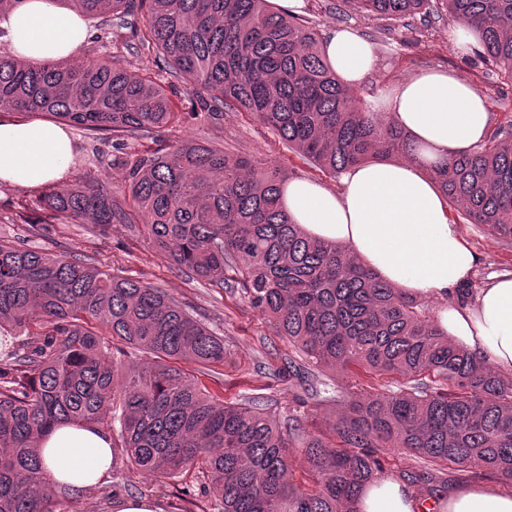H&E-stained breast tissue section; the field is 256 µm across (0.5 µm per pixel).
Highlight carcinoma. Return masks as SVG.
Instances as JSON below:
<instances>
[{
    "instance_id": "cac0c4a2",
    "label": "carcinoma",
    "mask_w": 512,
    "mask_h": 512,
    "mask_svg": "<svg viewBox=\"0 0 512 512\" xmlns=\"http://www.w3.org/2000/svg\"><path fill=\"white\" fill-rule=\"evenodd\" d=\"M82 17L112 18L139 50L163 58L193 107L213 120L249 113L288 150L337 177L399 154L406 135L349 93L317 29L269 0H62ZM388 19L427 14L433 0H348ZM474 29L481 57L512 76V0H438ZM31 113L92 137L148 136L194 116L118 56L33 66L0 53V118ZM125 167L131 205L92 181L40 199L22 224H143L157 253L216 288L239 290L295 348L273 376L302 390L316 371L370 377L325 432L304 435L248 397L228 404L182 363L224 364V338L164 289L0 240V512H61L86 488L55 483L40 443L63 424L114 430L112 470L189 471L217 512H358L362 488L397 455L424 462L412 481L441 476L512 481V380L454 347L408 296L334 242L307 234L284 209L288 175L266 158L185 137ZM469 221L512 244V120L490 140L426 168ZM148 365L117 385L125 349ZM301 470L305 481L296 479Z\"/></svg>"
}]
</instances>
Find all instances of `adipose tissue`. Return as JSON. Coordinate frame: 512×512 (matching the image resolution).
Returning a JSON list of instances; mask_svg holds the SVG:
<instances>
[{
    "instance_id": "adipose-tissue-1",
    "label": "adipose tissue",
    "mask_w": 512,
    "mask_h": 512,
    "mask_svg": "<svg viewBox=\"0 0 512 512\" xmlns=\"http://www.w3.org/2000/svg\"><path fill=\"white\" fill-rule=\"evenodd\" d=\"M0 35L29 63L73 58L87 39L85 21L54 0H19L0 13ZM326 56L350 90L373 72L371 43L349 28L329 29ZM379 102L406 132L417 159L349 168L333 191L311 179L290 180L283 204L315 237L341 244L381 279L414 298H436L435 320L449 341L493 369L512 375V272L497 275L465 302L448 301L472 277L480 258L469 246L424 163L443 164L480 144L489 129L486 99L460 77L422 71L384 90ZM75 143L67 127L43 122L0 125V181L31 188L63 180ZM53 481L90 487L112 469L110 440L95 428L58 427L42 444ZM440 512H512V495L490 485L460 487ZM360 512H417L415 493L389 475L366 485Z\"/></svg>"
}]
</instances>
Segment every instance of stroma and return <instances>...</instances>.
<instances>
[{
	"mask_svg": "<svg viewBox=\"0 0 512 512\" xmlns=\"http://www.w3.org/2000/svg\"><path fill=\"white\" fill-rule=\"evenodd\" d=\"M302 18L323 32L332 27L354 29L374 46L378 63L367 84L356 89L358 97L368 100L374 98L379 89L396 85L420 71L443 69L465 79L486 97L493 123L512 116V79L484 65L476 53L457 51L451 38L453 22L448 16L391 20L364 14L349 0H305ZM85 47L100 56L119 55L127 61L131 73H149L164 82L169 79L165 66L153 54L112 44L107 38L87 40ZM72 133L75 156L69 174L61 183L62 188L88 180L105 187H119L124 167L117 161V152L111 144H96L77 126ZM187 135L199 141L220 142L230 153L272 160L286 170L289 177L319 179L332 189L339 186L338 179L321 176L279 145L272 130L247 113L228 110L217 122L202 114L160 130L156 138L173 143ZM43 192L40 186L0 185V238L60 258L90 256L96 259L101 270L144 278L164 288L195 317L223 336L227 355L220 368V385L216 392L225 402H240L249 389L267 385L266 372L279 367L282 358L292 355V345L286 338L274 335L261 312L239 296L210 287L193 274L170 267L156 256L148 236L131 230L128 225L114 224L102 230L92 224H47L35 230L18 223L15 202L37 199ZM450 215L482 259L471 278L473 289L483 288L492 274L512 271V245L491 235L484 226L470 223L460 209H451ZM331 378L335 387L332 397L313 407L308 429L322 430L332 424L351 400L355 385L365 380L363 372L355 367L336 370ZM130 480L133 497L148 498L154 512H174L180 504L177 492L189 478L184 475L159 480L148 474L134 473Z\"/></svg>",
	"mask_w": 512,
	"mask_h": 512,
	"instance_id": "35a3bbf8",
	"label": "stroma"
}]
</instances>
